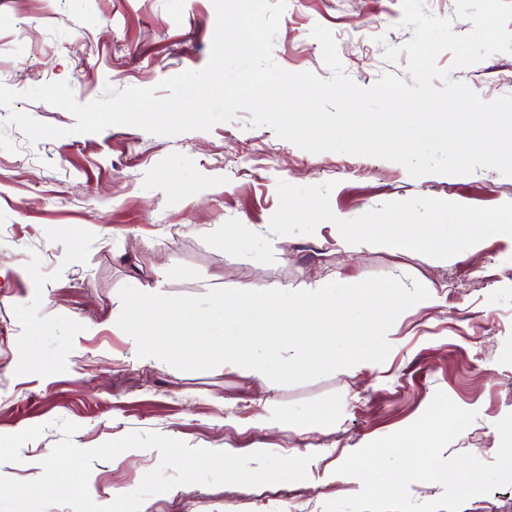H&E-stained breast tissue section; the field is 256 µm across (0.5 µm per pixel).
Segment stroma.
<instances>
[{
    "instance_id": "stroma-1",
    "label": "stroma",
    "mask_w": 512,
    "mask_h": 512,
    "mask_svg": "<svg viewBox=\"0 0 512 512\" xmlns=\"http://www.w3.org/2000/svg\"><path fill=\"white\" fill-rule=\"evenodd\" d=\"M402 16V0H287L273 59L330 78L311 35L319 24L359 86L402 77L406 57L383 55L413 36ZM215 26L212 0H0V84L22 94L64 80L82 104L109 86L151 88L203 69ZM451 70L483 100L512 95V54ZM14 108L67 134L33 143L10 126L17 150L0 151V475L38 477L44 453L62 438L58 421L68 420L82 448L136 432L239 455L263 448L312 458L303 481L181 485L148 497V512H325L361 488L336 467L412 424L439 391L479 413L443 458L466 452L493 461L496 424L512 413V242L493 235L437 265L390 246L347 252L325 229L277 236L269 223L281 180L333 182L331 210L351 220L414 197L494 207L512 201V176L479 168L414 177L392 161L315 154L251 127L245 111L208 131L160 136L125 125L76 134L65 109L23 96ZM380 275L420 282L442 301L399 316L383 363L303 383L144 363L112 329L126 285L201 296ZM86 323L95 333L83 334ZM159 464L154 449L94 462L90 495L108 504Z\"/></svg>"
}]
</instances>
